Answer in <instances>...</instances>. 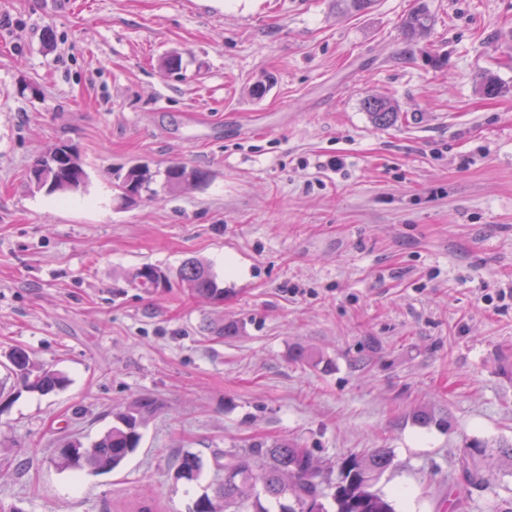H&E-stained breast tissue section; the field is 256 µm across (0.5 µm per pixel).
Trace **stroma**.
<instances>
[{"label":"stroma","instance_id":"35a3bbf8","mask_svg":"<svg viewBox=\"0 0 512 512\" xmlns=\"http://www.w3.org/2000/svg\"><path fill=\"white\" fill-rule=\"evenodd\" d=\"M417 2L0 0V388L14 347L69 379L0 399V512H191L225 454L288 439L327 471L390 449L378 487L401 512L512 500L511 477L461 472L465 440L512 442V0H425L432 29L408 40ZM483 72L504 93L480 95ZM369 96L397 122L376 126ZM60 143L88 175L65 196L28 176ZM175 163L207 181L121 205L131 166ZM189 257L223 303L131 282ZM146 394L122 468L56 466ZM364 107L372 121L379 127L391 126L397 119V106L386 98H368L364 101Z\"/></svg>","mask_w":512,"mask_h":512}]
</instances>
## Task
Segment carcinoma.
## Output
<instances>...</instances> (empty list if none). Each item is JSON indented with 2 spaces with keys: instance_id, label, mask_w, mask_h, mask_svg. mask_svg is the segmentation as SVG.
I'll return each mask as SVG.
<instances>
[{
  "instance_id": "obj_1",
  "label": "carcinoma",
  "mask_w": 512,
  "mask_h": 512,
  "mask_svg": "<svg viewBox=\"0 0 512 512\" xmlns=\"http://www.w3.org/2000/svg\"><path fill=\"white\" fill-rule=\"evenodd\" d=\"M375 0H336V5L349 14L369 10ZM431 27V15L422 5L407 16L402 24L404 38L425 35ZM485 96H496L504 90L498 78L483 73L476 81ZM372 121L379 127L394 124L397 106L386 98L374 97L364 101ZM71 147L57 145L40 155L29 171L37 189L49 194H68L82 189L86 184V171L79 154L71 155ZM204 174L185 165H173L164 173V185L170 190L197 183ZM153 175L149 170L133 167L127 170L122 183L132 194L146 195L151 199L156 191L151 188ZM139 288L152 290L170 288L176 284L196 296L214 302L224 300L225 290L211 266L196 258L185 259L176 276L152 264H144L133 274ZM10 370L20 389L42 396L63 389L66 377L59 371L35 364L28 353L14 348L6 355ZM156 401L150 397L136 399L113 413L115 424L84 452L76 455L65 453L67 448H83L80 440H68L57 449L58 466L63 470L88 469L107 473L119 468L139 446L142 429L156 412ZM499 460L512 475V443L492 445L487 441L471 439L466 442L462 456L465 481L468 485L486 490L491 478L482 470L481 459ZM394 465V456L387 448H368L350 454L337 463V476L326 477L314 461L311 452L296 441L255 443L242 453L227 455L224 477L215 494L202 493L194 502L192 512H267L261 497L279 503L280 512H396L395 504L387 495L376 489L383 474ZM202 473L201 460L184 455L178 464L175 478L196 482ZM331 498L334 510L326 508L324 499Z\"/></svg>"
}]
</instances>
